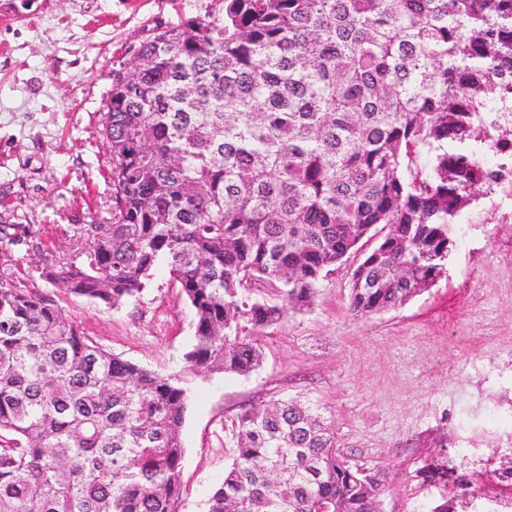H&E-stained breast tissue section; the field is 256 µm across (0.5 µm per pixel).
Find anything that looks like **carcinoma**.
<instances>
[{
  "label": "carcinoma",
  "mask_w": 512,
  "mask_h": 512,
  "mask_svg": "<svg viewBox=\"0 0 512 512\" xmlns=\"http://www.w3.org/2000/svg\"><path fill=\"white\" fill-rule=\"evenodd\" d=\"M136 56L105 101L112 223L45 279L119 309L164 265L193 341L159 373L56 292L0 279V512H179L195 377L258 367L254 331L309 307L379 227L349 310L405 304L445 273L476 189L512 178V0H224ZM233 431L208 512H384L382 469L311 407L279 399Z\"/></svg>",
  "instance_id": "carcinoma-1"
}]
</instances>
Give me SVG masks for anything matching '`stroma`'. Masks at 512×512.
I'll use <instances>...</instances> for the list:
<instances>
[{
    "mask_svg": "<svg viewBox=\"0 0 512 512\" xmlns=\"http://www.w3.org/2000/svg\"><path fill=\"white\" fill-rule=\"evenodd\" d=\"M224 0H0V221L20 242L0 278L44 287V267L86 245L83 227L112 220L102 136L113 70L131 68L152 29L218 13ZM446 276L368 318L348 309L357 258L318 286L309 310L259 331L261 366L203 374L187 405L179 512H207L231 462L241 412L297 398L334 420L344 452L387 474L385 512H431L453 477L422 484L424 464L476 483L471 512H512V184L466 209ZM71 320L112 353L170 372L193 338L192 313L166 272L109 309L66 296Z\"/></svg>",
    "mask_w": 512,
    "mask_h": 512,
    "instance_id": "obj_1",
    "label": "stroma"
}]
</instances>
